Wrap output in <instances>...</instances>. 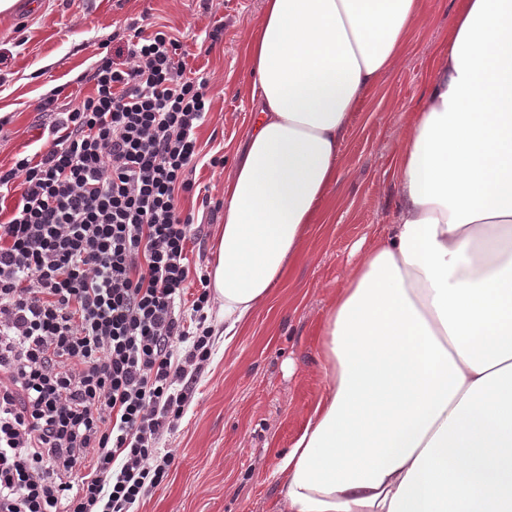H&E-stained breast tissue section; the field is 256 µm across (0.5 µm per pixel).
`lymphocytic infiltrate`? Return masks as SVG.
Returning a JSON list of instances; mask_svg holds the SVG:
<instances>
[{
    "label": "lymphocytic infiltrate",
    "instance_id": "f902f5d3",
    "mask_svg": "<svg viewBox=\"0 0 512 512\" xmlns=\"http://www.w3.org/2000/svg\"><path fill=\"white\" fill-rule=\"evenodd\" d=\"M181 41L135 27L45 151L0 169V512H134L168 475L158 442L211 357L191 269L208 81Z\"/></svg>",
    "mask_w": 512,
    "mask_h": 512
}]
</instances>
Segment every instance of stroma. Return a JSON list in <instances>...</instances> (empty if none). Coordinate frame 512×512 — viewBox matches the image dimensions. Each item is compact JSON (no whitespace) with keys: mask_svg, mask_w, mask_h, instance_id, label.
Returning <instances> with one entry per match:
<instances>
[{"mask_svg":"<svg viewBox=\"0 0 512 512\" xmlns=\"http://www.w3.org/2000/svg\"><path fill=\"white\" fill-rule=\"evenodd\" d=\"M262 0H27L0 13V166L36 151L57 112L91 94L79 82L102 45L127 24L150 15L179 36L189 68L209 80L211 110L198 128L205 153L219 166L198 167L212 200L224 197V179L243 150L253 115L246 44ZM460 0H423L404 51L355 112L321 217L289 262L273 296L259 307L232 343L224 341L219 310L209 312L212 355L192 386L161 449L174 459L167 477L136 505V512H272L275 472L283 453L304 429L326 378L320 367L322 330L349 270L362 263L377 235L397 218L399 159L431 78L448 59V41ZM217 43L204 39L214 25ZM195 213L189 254L195 275L209 273L223 212Z\"/></svg>","mask_w":512,"mask_h":512,"instance_id":"1","label":"stroma"}]
</instances>
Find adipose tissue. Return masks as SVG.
Instances as JSON below:
<instances>
[{"label":"adipose tissue","mask_w":512,"mask_h":512,"mask_svg":"<svg viewBox=\"0 0 512 512\" xmlns=\"http://www.w3.org/2000/svg\"><path fill=\"white\" fill-rule=\"evenodd\" d=\"M421 0H263L256 120L210 284L232 341L336 180ZM399 216L329 310L327 385L273 512H512V0H464L400 161Z\"/></svg>","instance_id":"ef3b65f1"}]
</instances>
